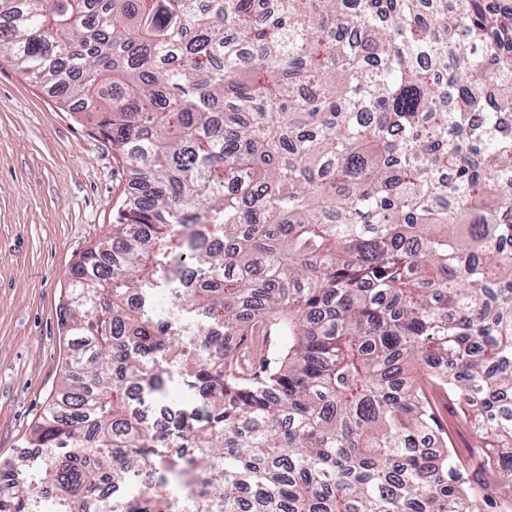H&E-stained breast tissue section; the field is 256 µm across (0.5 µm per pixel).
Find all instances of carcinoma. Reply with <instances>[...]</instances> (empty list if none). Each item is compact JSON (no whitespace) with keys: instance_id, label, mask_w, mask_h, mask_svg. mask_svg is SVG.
Masks as SVG:
<instances>
[{"instance_id":"cac0c4a2","label":"carcinoma","mask_w":512,"mask_h":512,"mask_svg":"<svg viewBox=\"0 0 512 512\" xmlns=\"http://www.w3.org/2000/svg\"><path fill=\"white\" fill-rule=\"evenodd\" d=\"M258 2L0 0V57L130 173L0 512H174L132 459L191 512H512V0ZM437 395L478 467L420 446ZM176 420V413L164 404L154 405L145 413V424L154 432L167 431Z\"/></svg>"}]
</instances>
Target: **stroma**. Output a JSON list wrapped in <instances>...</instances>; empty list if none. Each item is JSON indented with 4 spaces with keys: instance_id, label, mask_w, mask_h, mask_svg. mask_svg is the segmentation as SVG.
Masks as SVG:
<instances>
[{
    "instance_id": "stroma-1",
    "label": "stroma",
    "mask_w": 512,
    "mask_h": 512,
    "mask_svg": "<svg viewBox=\"0 0 512 512\" xmlns=\"http://www.w3.org/2000/svg\"><path fill=\"white\" fill-rule=\"evenodd\" d=\"M126 191L111 140L0 58V466L62 379L70 267L111 237Z\"/></svg>"
}]
</instances>
